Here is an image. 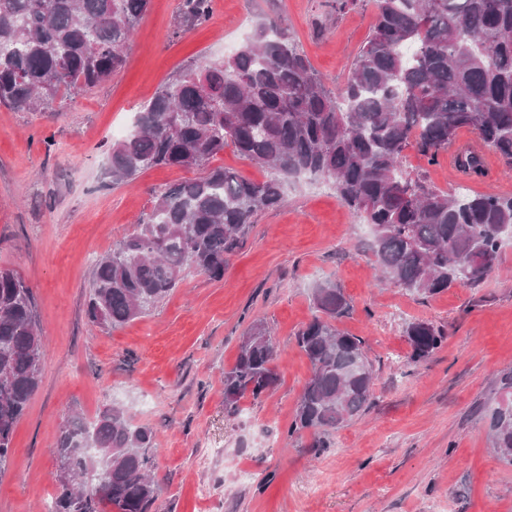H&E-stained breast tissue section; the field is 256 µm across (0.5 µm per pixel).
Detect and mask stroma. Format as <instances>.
<instances>
[{
	"label": "stroma",
	"mask_w": 512,
	"mask_h": 512,
	"mask_svg": "<svg viewBox=\"0 0 512 512\" xmlns=\"http://www.w3.org/2000/svg\"><path fill=\"white\" fill-rule=\"evenodd\" d=\"M211 0L202 26H178L181 0H151L122 71L51 112L0 105V269L31 288L46 349L37 391L16 426L0 475V512H48L57 483L52 444L68 414L107 406L150 426L160 448L154 512H512V465L490 448L492 410L512 373V243L479 285L435 295L381 281L371 237L325 180L287 185L259 212L224 276L186 270L151 311L123 326L85 314L96 261L131 235L166 187L199 169L152 168L113 183L107 151L160 87L233 54L262 20L288 28L314 71L340 92L367 40L374 0ZM485 175L463 183L415 148L404 166L438 189L469 185L512 196V171L493 149ZM336 282L352 309L337 326L362 337L373 363L372 402L333 432L322 453L286 429L311 367L296 344L315 314L312 288ZM413 321L446 340L412 365ZM254 324L277 347L278 381L260 400L224 402V373Z\"/></svg>",
	"instance_id": "35a3bbf8"
}]
</instances>
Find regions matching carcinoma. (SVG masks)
<instances>
[{"mask_svg": "<svg viewBox=\"0 0 512 512\" xmlns=\"http://www.w3.org/2000/svg\"><path fill=\"white\" fill-rule=\"evenodd\" d=\"M150 0H0V104L46 112L88 92L126 61L125 50ZM371 34L336 97L277 22H263L231 57L182 73L137 113L134 130L112 144V182L148 168H206L227 146L271 170L256 182L223 167L167 188L137 230L95 265L86 314L116 328L148 312L193 268L224 275L254 216L284 201L291 178L323 177L336 197L371 227L383 277L421 294L479 283L501 262L512 233V198L446 193L403 170L413 146L434 162L462 128L476 133L512 170V0H375ZM210 0H182L179 24L198 27ZM457 166L484 174L480 153ZM318 315L297 335L311 365L288 437L308 431L328 447L332 431L359 417L372 398L373 368L363 339L336 322L350 301L332 281L316 285ZM408 360L442 346L428 322L406 326ZM44 337L31 289L0 270V475L12 461L17 423L41 382ZM278 356L262 325L242 336L224 372V402L258 400L277 382ZM490 440L512 464V378L493 409ZM156 435L121 407L95 419L71 414L53 454L69 461L71 485H57L54 512H151L159 487ZM96 471L108 494L85 480Z\"/></svg>", "mask_w": 512, "mask_h": 512, "instance_id": "carcinoma-1", "label": "carcinoma"}]
</instances>
